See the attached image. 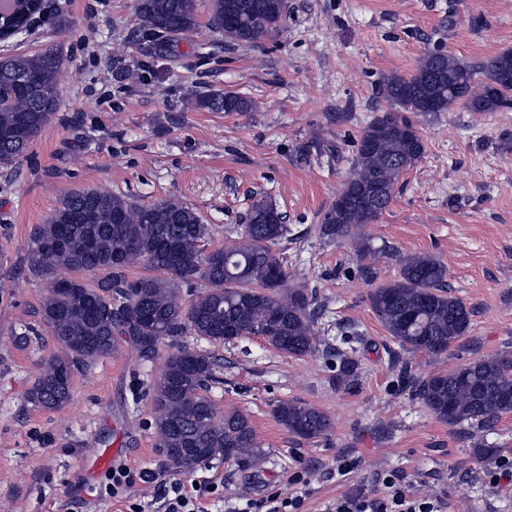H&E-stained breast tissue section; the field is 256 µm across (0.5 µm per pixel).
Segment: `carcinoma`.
<instances>
[{
  "label": "carcinoma",
  "mask_w": 512,
  "mask_h": 512,
  "mask_svg": "<svg viewBox=\"0 0 512 512\" xmlns=\"http://www.w3.org/2000/svg\"><path fill=\"white\" fill-rule=\"evenodd\" d=\"M17 2L12 26L23 29L40 13L42 0ZM287 13L288 0H209L207 25L230 44L259 46L279 34ZM135 14L139 28L154 36L187 35L199 26L196 0H136ZM62 65L53 49L0 57V166L23 157L59 109ZM380 94L391 110L361 130L351 172L320 227L324 237L349 241L363 256L372 253L366 226L388 208L398 179L424 154L412 116L446 112L458 103L470 112L512 106V51L472 66L438 46L424 53L413 74L384 77ZM194 101L217 112L254 108L232 93H199ZM287 232L277 207L258 200L241 240L208 251L209 225L179 199L139 204L99 189L68 194L24 244L27 269L47 279L37 314L60 345L44 362L27 403L61 410L80 363L108 357L122 342L140 361L152 362L166 343L172 352L150 393L158 448L174 449L173 467L181 472L218 456L249 468L260 464L264 453L245 414L215 420L208 392L223 383L217 360L182 340L224 343L253 335L293 357L316 350L322 336L313 293L303 283H288V268L275 250ZM136 262L146 273L131 277ZM63 269L88 272L94 283L58 276ZM447 274L430 255H408L398 279L370 292L372 311L402 350L438 356L468 332L470 311L446 290ZM195 280L207 287L185 305L181 287ZM333 381L356 384L354 358L336 355ZM414 396L450 425L467 421L489 429L512 413V354L437 372L415 383ZM273 413L302 439L330 429L321 410L297 400L279 402Z\"/></svg>",
  "instance_id": "1"
}]
</instances>
